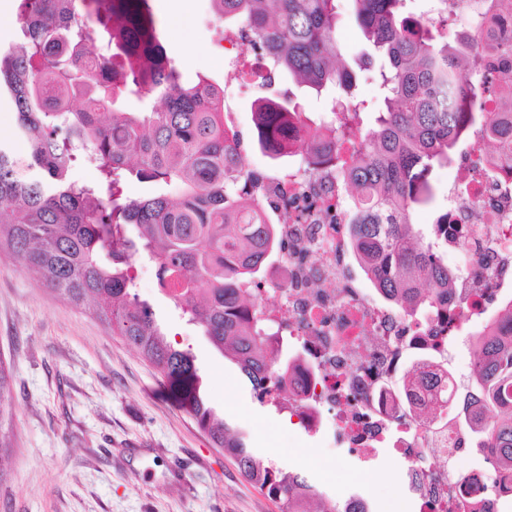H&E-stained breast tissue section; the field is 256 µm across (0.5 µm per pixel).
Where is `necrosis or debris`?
Returning a JSON list of instances; mask_svg holds the SVG:
<instances>
[{
    "instance_id": "4bbe7bcc",
    "label": "necrosis or debris",
    "mask_w": 512,
    "mask_h": 512,
    "mask_svg": "<svg viewBox=\"0 0 512 512\" xmlns=\"http://www.w3.org/2000/svg\"><path fill=\"white\" fill-rule=\"evenodd\" d=\"M260 184L276 190L288 244L262 283L277 289L272 320L293 354L285 377L292 416L307 430L331 426L362 454L394 449L421 512H500L503 497L488 491L485 471L436 459L435 448L457 447L459 435L443 443L420 426L407 413L411 387L392 388L390 378L405 357L430 374L449 371L461 321L512 297V278L501 273L512 263V177L478 148L458 167L448 190V250L464 256L462 279L448 292L445 315L418 325L349 284L347 206L334 167L299 162Z\"/></svg>"
}]
</instances>
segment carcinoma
Segmentation results:
<instances>
[{"label":"carcinoma","instance_id":"obj_1","mask_svg":"<svg viewBox=\"0 0 512 512\" xmlns=\"http://www.w3.org/2000/svg\"><path fill=\"white\" fill-rule=\"evenodd\" d=\"M340 0H211L224 28L245 24L261 42L277 75L316 94L340 88L331 111L341 116L336 140L310 151L311 164L336 162L342 145L357 154L338 176L349 188L350 248L377 293L419 321L437 311L455 274L448 270V213L427 234L415 228L417 209L436 197L434 170L448 165L457 144L475 134L512 169V114L485 109L512 101V39L484 50L465 32L448 39V0L437 24L409 12L406 0H351L366 40L385 59L377 74L384 110L363 129L365 102L351 96L356 76L336 51ZM512 0H472L471 27ZM112 23L111 74L95 78L102 55L86 47L93 26ZM15 42L0 47V101L17 114L18 156L0 140V251L23 271L99 321L184 391L189 413L214 447L224 449L253 486L279 500L282 512H349L296 472L266 464L207 405L194 357L168 341L150 306L138 301L131 268L144 253L157 266L160 288L231 359L253 390L264 394L275 372L288 369L272 348L266 320L247 288L262 280L268 256L286 250L267 207L242 193L253 177L233 131L224 126L220 87L180 82L160 39L151 0H17ZM162 96L164 107L110 112L127 95ZM305 115L292 98L264 100L258 142L267 150L288 141L289 118ZM81 161L99 173L94 184L72 177ZM154 187L128 200L127 178ZM512 301L475 342L476 358L464 407L468 439L496 458L492 480L512 478ZM15 379L0 361V457L9 443ZM424 406L429 426L457 425L448 381Z\"/></svg>","mask_w":512,"mask_h":512}]
</instances>
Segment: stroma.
<instances>
[{
    "label": "stroma",
    "mask_w": 512,
    "mask_h": 512,
    "mask_svg": "<svg viewBox=\"0 0 512 512\" xmlns=\"http://www.w3.org/2000/svg\"><path fill=\"white\" fill-rule=\"evenodd\" d=\"M193 0L191 37L168 42L182 79L220 84L215 48L224 24ZM306 98L288 80L230 95L228 126L237 132L248 169L266 176L274 164L257 145L251 117L260 96ZM139 300L175 347L190 351L206 400L242 432L265 462L306 475L338 501L359 494L371 512H419L404 460L390 448L363 456L325 432L291 424L288 411L257 398L233 362L190 324L158 285L157 267L137 261ZM0 360L15 378L11 443L0 465V512H280L278 502L241 476L235 461L213 447L189 414L178 386L161 376L84 307L60 299L10 262H0ZM365 472L360 485L340 479L322 458Z\"/></svg>",
    "instance_id": "stroma-1"
}]
</instances>
